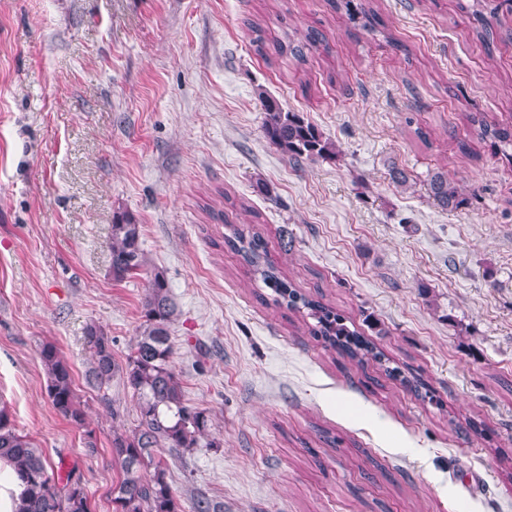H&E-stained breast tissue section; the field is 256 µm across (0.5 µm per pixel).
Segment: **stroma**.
I'll return each instance as SVG.
<instances>
[{
    "label": "stroma",
    "instance_id": "stroma-1",
    "mask_svg": "<svg viewBox=\"0 0 512 512\" xmlns=\"http://www.w3.org/2000/svg\"><path fill=\"white\" fill-rule=\"evenodd\" d=\"M460 0H0V405L51 466L115 512L114 434L135 401L86 381V327L125 360L162 273L173 367L220 448L169 464L183 512H512V162L473 115L512 121V42L486 51ZM266 35L323 32L305 65ZM312 122L332 161L263 134L261 94ZM404 169L407 186L392 168ZM465 203L441 209L429 174ZM141 226L146 264L109 274L110 225ZM259 233L295 288L343 314L376 355L312 335L228 244ZM57 346L97 438L53 409ZM333 3V7L337 8L340 5H336V2H342L343 7L345 8L346 15L348 19L351 21H355L357 19L364 20L363 27H366L367 24L372 25L371 21H375V13L374 10L369 6V0H330ZM356 2V3H355Z\"/></svg>",
    "mask_w": 512,
    "mask_h": 512
}]
</instances>
